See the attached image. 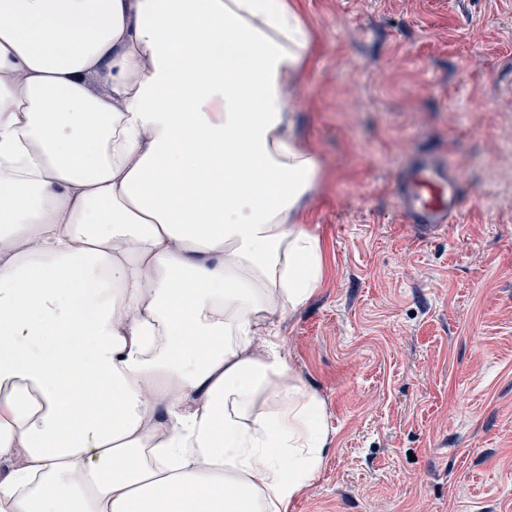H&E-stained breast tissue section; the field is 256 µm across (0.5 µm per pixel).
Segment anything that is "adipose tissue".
<instances>
[{"label":"adipose tissue","mask_w":512,"mask_h":512,"mask_svg":"<svg viewBox=\"0 0 512 512\" xmlns=\"http://www.w3.org/2000/svg\"><path fill=\"white\" fill-rule=\"evenodd\" d=\"M301 0H0V512H288L323 273Z\"/></svg>","instance_id":"1"}]
</instances>
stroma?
Returning <instances> with one entry per match:
<instances>
[{"label":"stroma","mask_w":512,"mask_h":512,"mask_svg":"<svg viewBox=\"0 0 512 512\" xmlns=\"http://www.w3.org/2000/svg\"><path fill=\"white\" fill-rule=\"evenodd\" d=\"M319 47L296 92L322 178L307 303L275 319L322 401L327 453L289 512H512V0H302ZM461 213L416 236L412 154ZM460 197L452 167L428 153L408 158L395 187L397 206L405 223L425 235L448 227L459 212Z\"/></svg>","instance_id":"stroma-1"}]
</instances>
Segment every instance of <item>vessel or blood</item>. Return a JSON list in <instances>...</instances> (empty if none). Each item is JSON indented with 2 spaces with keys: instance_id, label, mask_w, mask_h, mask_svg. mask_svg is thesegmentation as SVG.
<instances>
[{
  "instance_id": "vessel-or-blood-1",
  "label": "vessel or blood",
  "mask_w": 512,
  "mask_h": 512,
  "mask_svg": "<svg viewBox=\"0 0 512 512\" xmlns=\"http://www.w3.org/2000/svg\"><path fill=\"white\" fill-rule=\"evenodd\" d=\"M460 197L452 167L428 153L408 158L395 187L397 206L405 223L425 235L448 226L459 212Z\"/></svg>"
}]
</instances>
